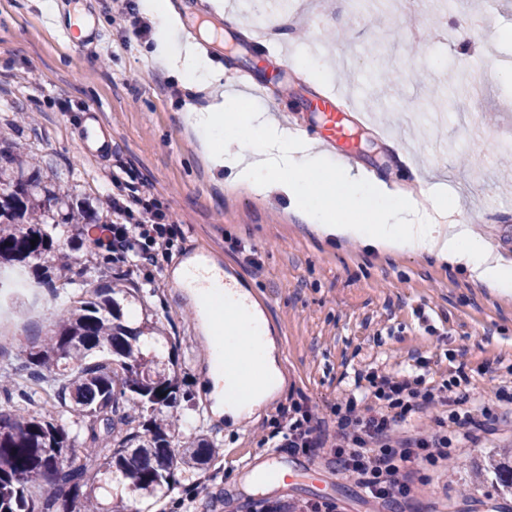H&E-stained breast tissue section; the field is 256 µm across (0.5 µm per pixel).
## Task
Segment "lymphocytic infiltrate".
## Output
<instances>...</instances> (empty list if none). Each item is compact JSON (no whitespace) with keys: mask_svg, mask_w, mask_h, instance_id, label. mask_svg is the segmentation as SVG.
<instances>
[{"mask_svg":"<svg viewBox=\"0 0 512 512\" xmlns=\"http://www.w3.org/2000/svg\"><path fill=\"white\" fill-rule=\"evenodd\" d=\"M98 223L78 225L93 235L100 251L115 266L134 271L168 259L174 225L167 205L139 189L120 173L112 175V195L97 206ZM416 373L374 368L364 375L372 403L349 393L337 403L333 434L323 433L326 421L307 400L281 406L269 422L268 439L289 455L333 463L339 475L353 478L376 500L386 503L414 497L424 482L423 466L445 467L456 448H476L488 433L490 409L471 407L456 379L428 384L429 363L417 360ZM447 415L432 419L430 429L406 434L402 426L416 414L436 406Z\"/></svg>","mask_w":512,"mask_h":512,"instance_id":"f902f5d3","label":"lymphocytic infiltrate"}]
</instances>
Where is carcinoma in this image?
I'll return each instance as SVG.
<instances>
[{
	"mask_svg": "<svg viewBox=\"0 0 512 512\" xmlns=\"http://www.w3.org/2000/svg\"><path fill=\"white\" fill-rule=\"evenodd\" d=\"M32 161L0 148V261L41 259L42 281L53 288L51 265L62 248L54 231L76 214L87 224L95 215L84 201L42 188ZM113 294L107 284L77 293L51 336L30 341L22 367L31 384L0 367V512H112L96 491L115 473L131 492L153 496L210 464L203 440L181 456L171 448L172 428L155 414L177 405L176 371L142 348L143 331L126 324ZM47 393L42 413L17 409ZM65 413L77 417L81 441L61 423ZM79 444L93 453L94 468L76 464ZM55 458L68 461L67 471L51 464ZM478 470L512 495V459L492 451Z\"/></svg>",
	"mask_w": 512,
	"mask_h": 512,
	"instance_id": "cac0c4a2",
	"label": "carcinoma"
}]
</instances>
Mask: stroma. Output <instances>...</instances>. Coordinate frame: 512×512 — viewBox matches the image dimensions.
Segmentation results:
<instances>
[{
    "instance_id": "35a3bbf8",
    "label": "stroma",
    "mask_w": 512,
    "mask_h": 512,
    "mask_svg": "<svg viewBox=\"0 0 512 512\" xmlns=\"http://www.w3.org/2000/svg\"><path fill=\"white\" fill-rule=\"evenodd\" d=\"M286 1L288 18L266 38L261 56L225 50L252 36L250 6L224 0L225 13L241 20L237 27L222 15L207 19L223 32L210 52L214 65L267 88L265 99L243 98L241 112L287 114L289 127L311 139L321 131L316 96L337 93L364 123L352 132L358 150L351 164L418 194L424 208L426 190L444 189L470 227L512 262V166L502 162L512 150V87L494 78L499 61L512 59V40L489 37L512 31V0H417L410 14L403 0H263V6L278 9ZM41 3L0 0V141L35 156L45 183L90 203L111 195L119 162L169 204L176 228L170 260L117 286L138 289V299L120 301L129 324L138 326L142 307H149L161 329L153 338L163 348L161 360L178 363L173 448L183 451L204 435L224 456L223 477L210 479L205 469L193 476L188 512H258L262 500L283 498L334 501L342 512H512V497L491 483L462 495L458 476L449 485L433 479L407 503L385 506L329 466L312 475L304 458L292 456L286 459L291 484L254 497L244 465L269 453L260 426L291 399L330 413L356 374L375 365L407 371L418 352L431 361L429 380L438 381L456 362L468 377L461 391L477 404L496 405L500 389L512 392V296L426 256L382 255L355 241L320 239L289 213L286 200L230 187L227 171L208 164L185 120L186 113L207 110L209 90L156 67L149 56L154 36L135 37L129 20L113 23L112 0H87L104 38L86 49L44 26ZM476 17L482 23L471 39L458 40L460 20ZM311 59L327 64L324 79L304 71ZM91 112L102 115L112 138L113 154L102 160L79 148L78 132ZM203 245L221 255L243 290L268 296L288 364L284 385L267 403L218 423L201 388L210 349L206 328L196 323L200 308L170 286L182 256ZM244 246L257 250L259 267L245 262ZM67 249L83 285L62 277L45 306L31 296L0 309V321L14 327L4 351L45 333L79 288L108 281L97 251L77 239Z\"/></svg>"
}]
</instances>
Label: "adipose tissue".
Masks as SVG:
<instances>
[{
	"label": "adipose tissue",
	"instance_id": "adipose-tissue-1",
	"mask_svg": "<svg viewBox=\"0 0 512 512\" xmlns=\"http://www.w3.org/2000/svg\"><path fill=\"white\" fill-rule=\"evenodd\" d=\"M139 9L160 28L152 51L154 64L210 88L208 111L189 113L186 121L211 167L228 171L231 186L284 198L289 211L319 238L359 241L383 255L416 252L463 266L473 279L498 293L512 294V262L496 254L470 228L445 223V216L459 213L456 202L433 197L435 216L426 219L416 197L347 163L334 162L316 142L281 127L268 113L239 112L235 95L224 90L223 71L200 54L193 42L181 39V23L168 0H139ZM195 296L216 319L205 388L225 415L239 417L245 403L227 399L225 392L231 381L244 387L250 377L245 373L231 377L228 364L245 354L250 367H272L266 330L244 308L243 291L227 293L216 285L196 289Z\"/></svg>",
	"mask_w": 512,
	"mask_h": 512
}]
</instances>
